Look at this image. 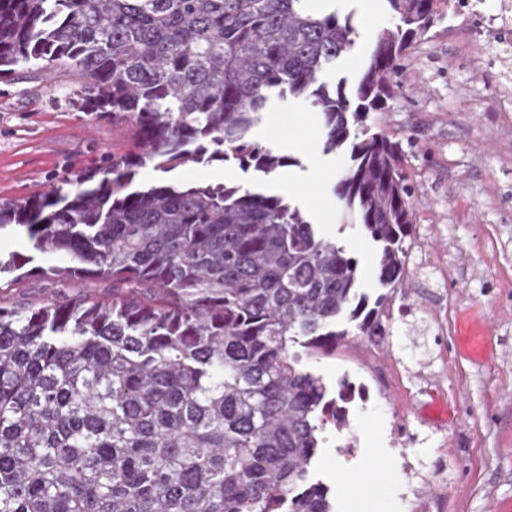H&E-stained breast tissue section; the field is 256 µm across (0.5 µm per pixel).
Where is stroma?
Here are the masks:
<instances>
[{"label":"stroma","mask_w":512,"mask_h":512,"mask_svg":"<svg viewBox=\"0 0 512 512\" xmlns=\"http://www.w3.org/2000/svg\"><path fill=\"white\" fill-rule=\"evenodd\" d=\"M350 18L355 46L329 83L355 84L380 29L387 0H334ZM445 18L416 42L392 79L377 117L397 137L414 186L415 221L404 299L383 309L385 336H348L304 366L338 388L343 374L370 386L351 409L361 455L346 464L321 448L311 477L330 489L333 512H512V104L500 98L496 69L468 70L472 47ZM74 74L16 68L0 77V201L73 196L84 173L109 174L108 160L133 148L127 123L77 104ZM323 124L309 100H273L253 138L296 165L269 185L357 259L360 288L381 293L377 245L343 216L334 188L349 152L320 150ZM232 182L254 190L237 161L203 159L163 172L134 168V185ZM111 282L74 278L59 287L30 276H0V297L24 307L55 299L111 296ZM408 443L396 452L391 426Z\"/></svg>","instance_id":"stroma-1"}]
</instances>
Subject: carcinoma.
Listing matches in <instances>:
<instances>
[{"mask_svg":"<svg viewBox=\"0 0 512 512\" xmlns=\"http://www.w3.org/2000/svg\"><path fill=\"white\" fill-rule=\"evenodd\" d=\"M358 84L324 74L354 48L350 19L310 0H0V76L72 68L82 107L121 117L135 151L112 178L50 206L0 203L34 256L0 274L112 281L107 299H0V512H333L308 480L336 404L292 351L382 336L404 290L413 188L398 143L364 125L448 0H387ZM322 113V152L349 150L344 212L380 244L389 293L368 306L358 261L281 194L234 184L131 188L136 167L204 155L272 179L296 159L253 140L274 96Z\"/></svg>","mask_w":512,"mask_h":512,"instance_id":"carcinoma-1","label":"carcinoma"}]
</instances>
